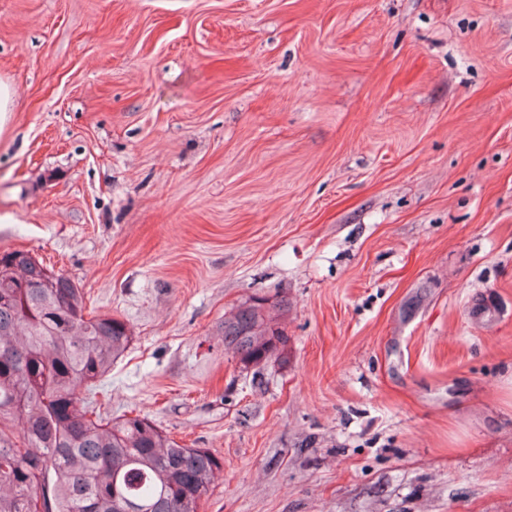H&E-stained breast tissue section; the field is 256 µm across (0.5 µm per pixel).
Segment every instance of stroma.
<instances>
[{
    "instance_id": "stroma-1",
    "label": "stroma",
    "mask_w": 512,
    "mask_h": 512,
    "mask_svg": "<svg viewBox=\"0 0 512 512\" xmlns=\"http://www.w3.org/2000/svg\"><path fill=\"white\" fill-rule=\"evenodd\" d=\"M0 80V253L129 325L199 512H512V0H0ZM285 307V301L269 304L268 298L252 297L240 304L219 327L224 336V348L238 357L243 370L260 372L286 354L288 334L273 323L270 307Z\"/></svg>"
}]
</instances>
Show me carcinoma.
Masks as SVG:
<instances>
[{"instance_id": "obj_1", "label": "carcinoma", "mask_w": 512, "mask_h": 512, "mask_svg": "<svg viewBox=\"0 0 512 512\" xmlns=\"http://www.w3.org/2000/svg\"><path fill=\"white\" fill-rule=\"evenodd\" d=\"M252 297L220 326L242 369L283 358L288 334ZM127 324L86 314L83 289L25 251L0 254V512H199L220 459L93 397L126 352ZM20 420V436L4 421Z\"/></svg>"}]
</instances>
